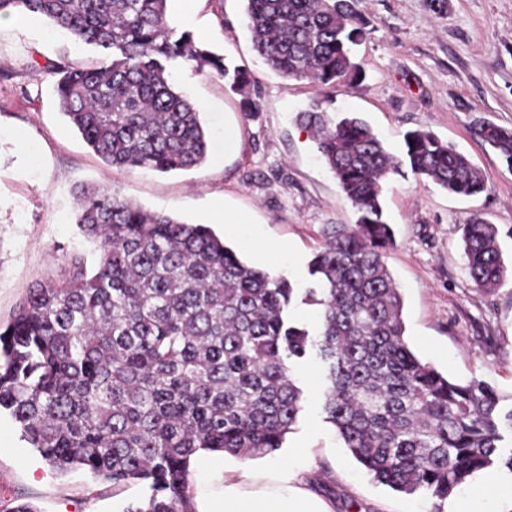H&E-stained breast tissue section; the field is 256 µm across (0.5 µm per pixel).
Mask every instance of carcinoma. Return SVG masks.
<instances>
[{
	"label": "carcinoma",
	"instance_id": "obj_1",
	"mask_svg": "<svg viewBox=\"0 0 512 512\" xmlns=\"http://www.w3.org/2000/svg\"><path fill=\"white\" fill-rule=\"evenodd\" d=\"M168 0H0V14L44 17L104 57L48 62L60 110L110 165L170 172L206 158L198 107L170 82L185 64L243 95L250 77L172 26ZM255 51L284 78L319 88L301 115L357 213L309 265L321 306L316 336L289 321L294 288L244 261L204 224L150 212L108 188L77 193L76 224L94 263L73 257L37 284L0 330V414L51 471H89L145 498L123 512H195L192 461L202 453L264 457L283 447L302 411L289 361L313 348L323 363V412L373 478L443 503L474 473L503 466L497 390L454 381L421 361L405 338L404 301L383 261L392 241L382 205L390 174L411 172L451 194L486 190L482 171L426 130L390 152L357 116L323 103L364 79L352 46L370 34L356 0H244ZM479 137L512 169V129L482 123ZM469 273L489 292L505 266L495 227L462 225Z\"/></svg>",
	"mask_w": 512,
	"mask_h": 512
}]
</instances>
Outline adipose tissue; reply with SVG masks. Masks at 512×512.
<instances>
[{
	"label": "adipose tissue",
	"instance_id": "1",
	"mask_svg": "<svg viewBox=\"0 0 512 512\" xmlns=\"http://www.w3.org/2000/svg\"><path fill=\"white\" fill-rule=\"evenodd\" d=\"M282 463L257 471L242 468L226 475L221 494L196 498V512H330L300 487L284 485Z\"/></svg>",
	"mask_w": 512,
	"mask_h": 512
}]
</instances>
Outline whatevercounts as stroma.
<instances>
[{
    "mask_svg": "<svg viewBox=\"0 0 512 512\" xmlns=\"http://www.w3.org/2000/svg\"><path fill=\"white\" fill-rule=\"evenodd\" d=\"M373 26L354 50L366 73L356 87H338L330 106L364 118L385 146L401 152L406 131L422 129L477 165L487 189L475 197L448 194L412 173L392 175L382 203L393 241L383 260L404 298L406 340L415 354L449 378H478L496 388L500 412H512V169L476 134L480 123L512 128V0H357ZM168 16L226 63L246 71L257 111L223 81L181 66L172 84L197 103L212 145L189 170L159 173L106 165L58 109L40 72L60 54L80 63L97 54L48 19L0 15V328L29 289L58 278L71 257L87 252L75 225L76 185L109 187L143 208L204 224L249 264L310 287L308 265L332 227L356 213L310 134L298 122L317 96L308 81L272 72L254 50L244 0H175ZM241 216L226 224L223 214ZM479 216L497 229L507 267L500 288L486 292L465 265L461 224ZM303 408L272 458L324 499L332 512H433L426 497H409L367 475L343 448L322 411L324 370L315 353L296 363ZM242 458L207 454L192 466L194 493L222 488L225 467ZM83 470L52 473L0 416V510L15 500L40 512H122L140 495ZM466 512H512V473L477 472L450 498Z\"/></svg>",
    "mask_w": 512,
    "mask_h": 512,
    "instance_id": "stroma-1",
    "label": "stroma"
}]
</instances>
